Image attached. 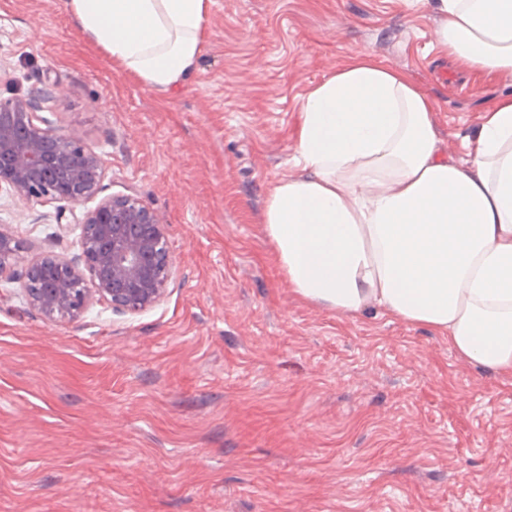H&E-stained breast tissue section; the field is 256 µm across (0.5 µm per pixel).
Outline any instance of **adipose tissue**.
I'll return each instance as SVG.
<instances>
[{
    "instance_id": "1",
    "label": "adipose tissue",
    "mask_w": 512,
    "mask_h": 512,
    "mask_svg": "<svg viewBox=\"0 0 512 512\" xmlns=\"http://www.w3.org/2000/svg\"><path fill=\"white\" fill-rule=\"evenodd\" d=\"M79 32L158 93L196 67L211 0H65ZM442 49L512 79V0H434ZM437 107L369 54L314 85L301 176L277 181L262 234L294 293L446 336L459 358L512 375V92L485 107L472 152L449 154Z\"/></svg>"
}]
</instances>
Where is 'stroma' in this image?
I'll list each match as a JSON object with an SVG mask.
<instances>
[{
	"instance_id": "1",
	"label": "stroma",
	"mask_w": 512,
	"mask_h": 512,
	"mask_svg": "<svg viewBox=\"0 0 512 512\" xmlns=\"http://www.w3.org/2000/svg\"><path fill=\"white\" fill-rule=\"evenodd\" d=\"M202 58L160 95L63 0H0V99L43 118L167 224L174 271L137 315L43 318L0 278V512H512V377L447 337L296 298L261 234L299 173L301 103L358 54L435 100L450 154L512 80L458 69L431 0H212ZM22 259L81 252L56 208L0 193Z\"/></svg>"
}]
</instances>
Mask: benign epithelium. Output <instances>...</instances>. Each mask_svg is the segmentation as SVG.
<instances>
[{
  "mask_svg": "<svg viewBox=\"0 0 512 512\" xmlns=\"http://www.w3.org/2000/svg\"><path fill=\"white\" fill-rule=\"evenodd\" d=\"M44 96L0 99V191L43 204L96 200L79 222L82 253H45L24 269L33 307L45 318H77L91 302L136 315L158 305L173 272L161 214L129 195L100 196L106 169L80 140L47 125ZM21 245L0 226V277L12 275Z\"/></svg>",
  "mask_w": 512,
  "mask_h": 512,
  "instance_id": "1",
  "label": "benign epithelium"
}]
</instances>
